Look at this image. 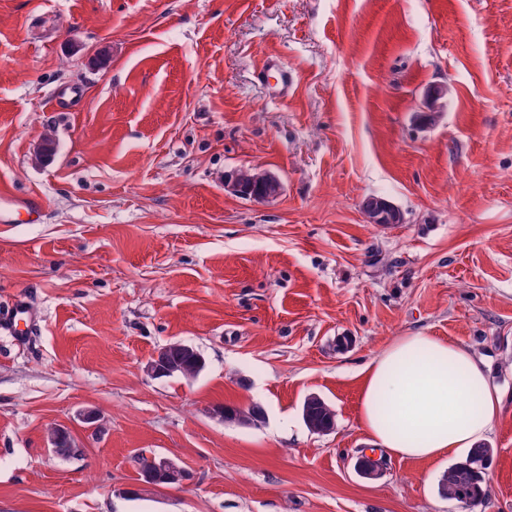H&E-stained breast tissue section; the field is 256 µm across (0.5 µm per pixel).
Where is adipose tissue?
<instances>
[{
    "instance_id": "adipose-tissue-1",
    "label": "adipose tissue",
    "mask_w": 512,
    "mask_h": 512,
    "mask_svg": "<svg viewBox=\"0 0 512 512\" xmlns=\"http://www.w3.org/2000/svg\"><path fill=\"white\" fill-rule=\"evenodd\" d=\"M362 374L359 422L400 458L455 456L484 440L502 411L483 358L423 333L396 337Z\"/></svg>"
}]
</instances>
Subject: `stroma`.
I'll return each instance as SVG.
<instances>
[{
  "label": "stroma",
  "instance_id": "1",
  "mask_svg": "<svg viewBox=\"0 0 512 512\" xmlns=\"http://www.w3.org/2000/svg\"><path fill=\"white\" fill-rule=\"evenodd\" d=\"M243 168L279 194L225 192ZM1 192L45 208L0 223V512H512V0H0ZM413 332L504 393L478 504L440 495L445 458L354 467L361 370ZM175 341L204 370L151 377ZM154 455L186 479L145 483ZM271 71L278 74V79L274 85V96L279 98H288L295 84V75L278 57L270 56L266 59L262 69V74L266 75ZM260 179L266 184V191L261 195H251L250 185L245 184L244 180L236 173L230 179L224 181V189L238 196L252 199L256 202H263L273 198L279 191L278 180L268 173L259 174L257 180ZM173 350L198 354L196 349L181 342H173L161 347L147 363V372L155 377L170 376L179 371V367L169 361V354ZM302 418L310 429L319 433L335 426L333 409L319 396H310L305 399Z\"/></svg>",
  "mask_w": 512,
  "mask_h": 512
}]
</instances>
